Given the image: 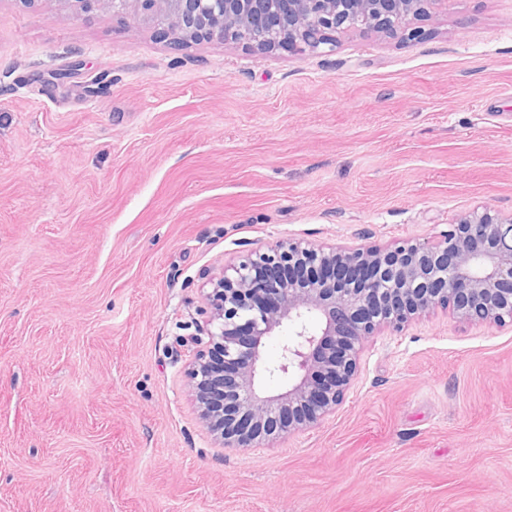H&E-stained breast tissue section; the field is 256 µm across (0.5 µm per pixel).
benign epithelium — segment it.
I'll use <instances>...</instances> for the list:
<instances>
[{"mask_svg": "<svg viewBox=\"0 0 512 512\" xmlns=\"http://www.w3.org/2000/svg\"><path fill=\"white\" fill-rule=\"evenodd\" d=\"M126 14L180 48L242 43L269 53L333 45L355 29L414 40L413 21L448 0H59ZM462 322L512 319V218L490 208L460 217L436 244L324 248L277 241L210 279L198 333L182 339L200 419L220 447L255 448L319 424L336 411L362 343L436 307ZM291 330L277 361L275 332ZM286 386L271 389L267 382Z\"/></svg>", "mask_w": 512, "mask_h": 512, "instance_id": "obj_1", "label": "benign epithelium"}]
</instances>
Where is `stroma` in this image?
Returning a JSON list of instances; mask_svg holds the SVG:
<instances>
[{
    "instance_id": "35a3bbf8",
    "label": "stroma",
    "mask_w": 512,
    "mask_h": 512,
    "mask_svg": "<svg viewBox=\"0 0 512 512\" xmlns=\"http://www.w3.org/2000/svg\"><path fill=\"white\" fill-rule=\"evenodd\" d=\"M419 26L178 51L0 0V512H512V322L378 333L334 414L259 448L214 447L184 375L238 256L512 217V0Z\"/></svg>"
}]
</instances>
